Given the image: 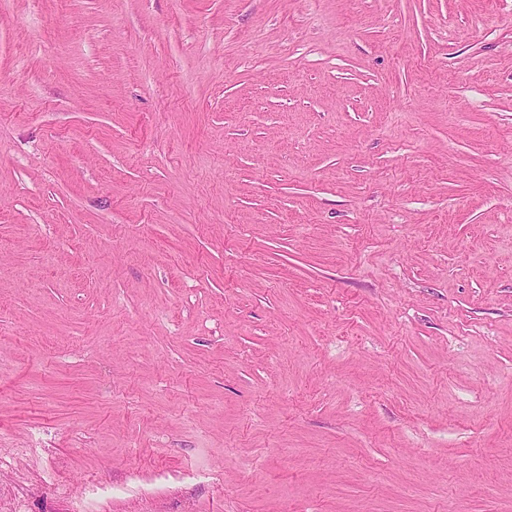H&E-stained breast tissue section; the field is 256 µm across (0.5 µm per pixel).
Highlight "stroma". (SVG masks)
<instances>
[{
  "instance_id": "stroma-1",
  "label": "stroma",
  "mask_w": 512,
  "mask_h": 512,
  "mask_svg": "<svg viewBox=\"0 0 512 512\" xmlns=\"http://www.w3.org/2000/svg\"><path fill=\"white\" fill-rule=\"evenodd\" d=\"M0 448L26 512H512V0H0Z\"/></svg>"
}]
</instances>
